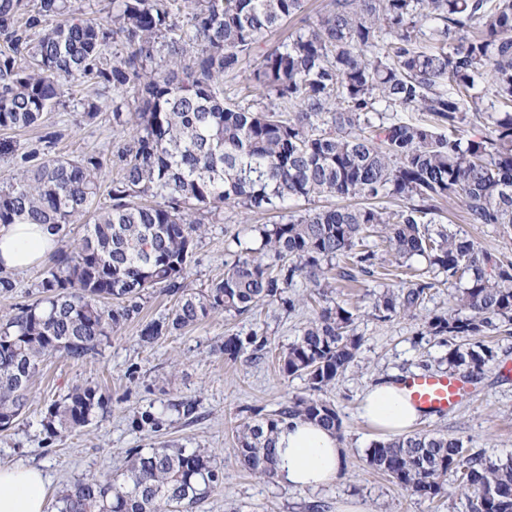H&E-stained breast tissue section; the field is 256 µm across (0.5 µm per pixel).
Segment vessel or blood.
Returning <instances> with one entry per match:
<instances>
[{"label": "vessel or blood", "mask_w": 512, "mask_h": 512, "mask_svg": "<svg viewBox=\"0 0 512 512\" xmlns=\"http://www.w3.org/2000/svg\"><path fill=\"white\" fill-rule=\"evenodd\" d=\"M402 387L409 400L429 415L448 413L471 391L470 383L462 377L428 373L405 377Z\"/></svg>", "instance_id": "obj_1"}]
</instances>
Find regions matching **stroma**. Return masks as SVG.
<instances>
[{
  "instance_id": "1",
  "label": "stroma",
  "mask_w": 512,
  "mask_h": 512,
  "mask_svg": "<svg viewBox=\"0 0 512 512\" xmlns=\"http://www.w3.org/2000/svg\"><path fill=\"white\" fill-rule=\"evenodd\" d=\"M90 101L103 105L93 120L85 115ZM111 112V88L66 82L61 86L60 105L42 118L44 126L62 133L52 149L54 155L102 156L98 204L103 208L110 206L108 192L119 176L112 153L126 138L125 133L113 130ZM275 219L271 212L225 206L195 244L188 288L197 292L210 287L223 276L225 263L234 260L238 242L259 247L257 226ZM435 223L475 239L493 255L512 257V232L467 223L459 209L451 215L436 214ZM48 267L43 261L11 272L13 288H0V316L39 298V283ZM396 281V263L389 256L374 275H358L346 287L349 302L365 311L357 322L362 345L354 364L318 392L312 391L305 378L286 376L280 369L282 353L327 304L325 298L311 295L305 279H297L286 290L285 300L260 305L243 316L216 313L146 345L139 340L143 326L165 316L173 306L171 297L151 290L139 318L113 333L98 354L78 362L60 355L44 360L25 412L8 430L0 431V464L38 466L50 480L48 499L53 502L77 482L123 471L131 449L206 448L214 465L223 471L224 481L192 512H336L337 503L349 497L360 499L369 512H468L456 475H448L444 496L429 500L405 491L366 462V450L380 434L359 417L363 393L382 379L448 370L446 346L423 330L428 317L447 311L454 283L437 277L425 310L417 316L395 315L384 321L368 316L374 293ZM289 298L295 300V310H288L285 301ZM253 333L265 340L262 351L245 352L234 361L225 359L221 351L225 336ZM492 345L495 358L485 367L475 392L446 415L424 417L420 431L459 437L475 450L492 448L502 456L512 454V375L503 374L504 368H512V335L499 334ZM77 385L99 389L106 398L104 414L70 434L47 429L44 419L49 407ZM295 395L327 400L342 419L340 477L316 491L249 474L237 457L239 425L255 412L272 413ZM185 400L195 403L192 415H184L180 408ZM143 414L152 415L155 426L136 427L135 419Z\"/></svg>"
}]
</instances>
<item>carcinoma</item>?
Wrapping results in <instances>:
<instances>
[{
    "label": "carcinoma",
    "instance_id": "1",
    "mask_svg": "<svg viewBox=\"0 0 512 512\" xmlns=\"http://www.w3.org/2000/svg\"><path fill=\"white\" fill-rule=\"evenodd\" d=\"M304 0H112L110 20L83 18L73 0H0V130L40 125L58 106L63 82L135 91L137 111L112 101V127L134 130L113 153L121 177L110 207L75 246L55 252L43 277V298L0 322V428L16 422L45 357L83 360L141 312L147 291L175 298L171 312L147 323L140 341L192 327L224 312L242 315L282 297L301 276L318 294L329 273L354 280L372 275L378 251L367 245L380 229L386 252L404 266L421 256L427 273L466 279L448 312L425 323V334L448 347V368L478 380L493 359L485 337L512 326V259L488 253L448 230L429 233L443 204H460L470 224L512 227V0H328L315 21L251 64L253 46ZM66 16L55 25L53 17ZM112 59L101 63L106 46ZM246 83L260 101L227 97L224 80ZM492 94L483 105L479 87ZM426 112L432 123L386 122L382 111ZM486 132L468 135V114ZM61 133L47 128L23 152L0 139L13 171L0 187V227L50 224L59 234L92 208L102 157H51ZM331 196L340 204L288 210L300 200ZM386 199L402 202L389 212ZM233 203L278 211L259 229L261 244L241 240L224 276L197 294L184 280L204 224ZM433 283L401 281L375 294L372 313L386 320L414 316ZM358 308L341 299L321 308L280 359L288 376H306L317 391L333 384L361 347ZM262 344L257 335L224 337L235 361ZM104 397L75 387L48 410L55 433L93 421ZM293 419L338 434L329 402L295 396L274 413L242 424L237 457L250 473L276 477V437ZM472 453L462 439L416 432L376 440L370 468L422 498L445 493L459 474L469 512H512V456ZM223 473L203 448L135 452L116 477L81 481L62 492L58 512H188Z\"/></svg>",
    "mask_w": 512,
    "mask_h": 512
}]
</instances>
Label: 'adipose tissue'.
<instances>
[{"label":"adipose tissue","instance_id":"adipose-tissue-1","mask_svg":"<svg viewBox=\"0 0 512 512\" xmlns=\"http://www.w3.org/2000/svg\"><path fill=\"white\" fill-rule=\"evenodd\" d=\"M56 235L45 224H12L0 229V267L25 269L54 250ZM360 416L390 435L410 433L421 412L409 401L400 384L378 382L360 402ZM277 476L296 488L315 489L335 481L342 459L335 433L320 425L296 420L279 434ZM48 478L35 466L0 467V512H48Z\"/></svg>","mask_w":512,"mask_h":512}]
</instances>
